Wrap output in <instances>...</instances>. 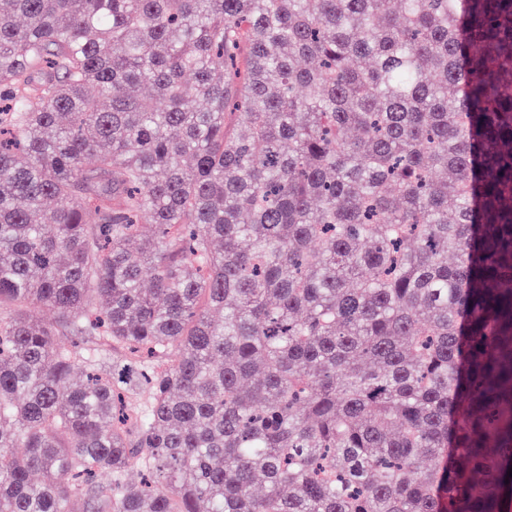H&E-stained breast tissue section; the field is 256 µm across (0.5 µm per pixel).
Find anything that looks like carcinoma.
Returning <instances> with one entry per match:
<instances>
[{"mask_svg":"<svg viewBox=\"0 0 512 512\" xmlns=\"http://www.w3.org/2000/svg\"><path fill=\"white\" fill-rule=\"evenodd\" d=\"M2 98L0 512H512V0H0Z\"/></svg>","mask_w":512,"mask_h":512,"instance_id":"1","label":"carcinoma"}]
</instances>
